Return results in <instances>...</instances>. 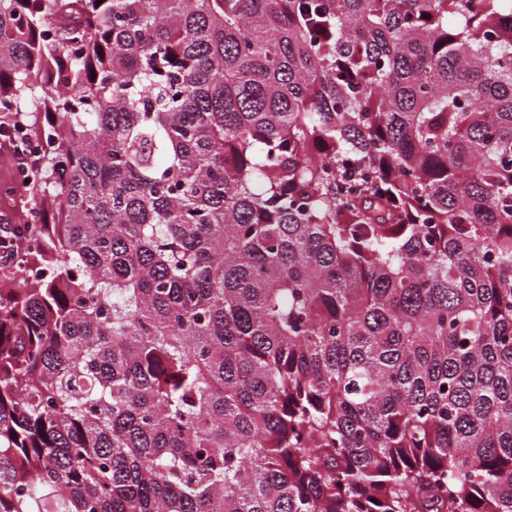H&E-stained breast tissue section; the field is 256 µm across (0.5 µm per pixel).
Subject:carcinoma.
<instances>
[{"instance_id":"cac0c4a2","label":"carcinoma","mask_w":512,"mask_h":512,"mask_svg":"<svg viewBox=\"0 0 512 512\" xmlns=\"http://www.w3.org/2000/svg\"><path fill=\"white\" fill-rule=\"evenodd\" d=\"M2 100L0 512H512V0H0ZM25 131V128L17 126V124L14 127H10L1 123L0 155L3 147L4 156L14 164V175L9 163L0 159V212L2 207L9 209L10 212L12 211L3 203L1 204V195L5 194L4 189L9 186L17 189L14 194H5L10 198L9 204L12 206L14 214L20 213L17 210V204L21 197L30 202L23 188L14 182L15 176L26 186L31 181L32 175L37 172L41 161V153L38 147ZM26 179H29V182H26ZM29 220L23 224H16L12 220L2 222L0 220V266L1 268H12L14 263L21 256V252L25 246L26 235L31 227V224L36 222L38 218L41 219L40 213L31 209L29 211Z\"/></svg>"}]
</instances>
